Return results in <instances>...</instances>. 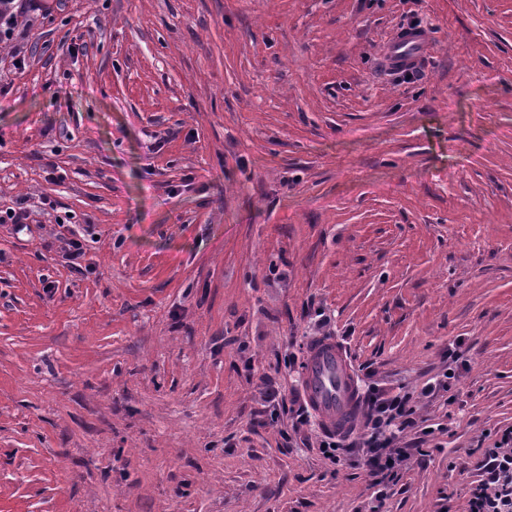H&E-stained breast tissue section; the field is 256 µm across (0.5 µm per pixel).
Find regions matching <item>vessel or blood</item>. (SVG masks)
<instances>
[{
	"mask_svg": "<svg viewBox=\"0 0 512 512\" xmlns=\"http://www.w3.org/2000/svg\"><path fill=\"white\" fill-rule=\"evenodd\" d=\"M425 36L416 29L400 31L388 45V56L397 66L412 64L425 48ZM305 399L325 429L344 434L354 429L358 394L345 349L334 338L314 341L305 367Z\"/></svg>",
	"mask_w": 512,
	"mask_h": 512,
	"instance_id": "b4317fda",
	"label": "vessel or blood"
}]
</instances>
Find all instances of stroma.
Wrapping results in <instances>:
<instances>
[{"label": "stroma", "mask_w": 512, "mask_h": 512, "mask_svg": "<svg viewBox=\"0 0 512 512\" xmlns=\"http://www.w3.org/2000/svg\"><path fill=\"white\" fill-rule=\"evenodd\" d=\"M18 30L0 512H369L361 449L291 429L327 336L359 395H418L385 512H468L512 428V0H52ZM425 35L418 29L400 31L388 45L390 61L397 66L412 64L425 48Z\"/></svg>", "instance_id": "stroma-1"}]
</instances>
